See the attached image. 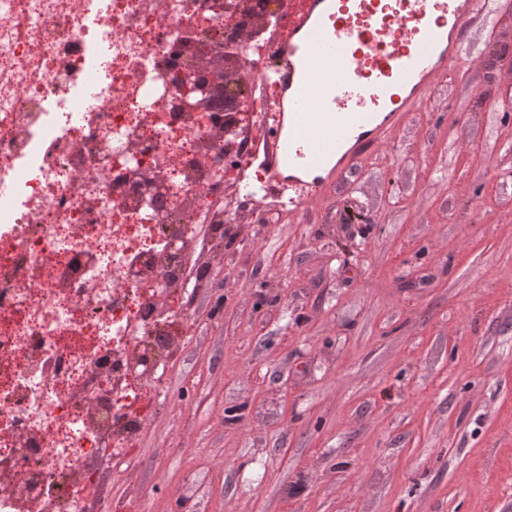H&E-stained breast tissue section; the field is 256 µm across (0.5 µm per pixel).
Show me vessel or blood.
<instances>
[{"instance_id": "1", "label": "vessel or blood", "mask_w": 512, "mask_h": 512, "mask_svg": "<svg viewBox=\"0 0 512 512\" xmlns=\"http://www.w3.org/2000/svg\"><path fill=\"white\" fill-rule=\"evenodd\" d=\"M270 74L265 164L294 206L379 145L462 58L477 0H297Z\"/></svg>"}]
</instances>
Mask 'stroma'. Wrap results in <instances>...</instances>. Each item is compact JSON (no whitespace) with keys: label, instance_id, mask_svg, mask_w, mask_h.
<instances>
[{"label":"stroma","instance_id":"obj_1","mask_svg":"<svg viewBox=\"0 0 512 512\" xmlns=\"http://www.w3.org/2000/svg\"><path fill=\"white\" fill-rule=\"evenodd\" d=\"M245 219L114 512H512V0L340 182Z\"/></svg>","mask_w":512,"mask_h":512}]
</instances>
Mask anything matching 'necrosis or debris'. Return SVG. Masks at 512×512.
<instances>
[{
  "label": "necrosis or debris",
  "mask_w": 512,
  "mask_h": 512,
  "mask_svg": "<svg viewBox=\"0 0 512 512\" xmlns=\"http://www.w3.org/2000/svg\"><path fill=\"white\" fill-rule=\"evenodd\" d=\"M289 0H0V512H99L185 306L258 192L260 93L182 111L212 57L271 71ZM184 247L172 255L171 239ZM149 358L154 369L135 375ZM175 83L179 92L178 103L184 111L196 108L198 104L207 101L212 96L213 87L210 84L201 83L192 69L180 72Z\"/></svg>",
  "instance_id": "obj_1"
}]
</instances>
